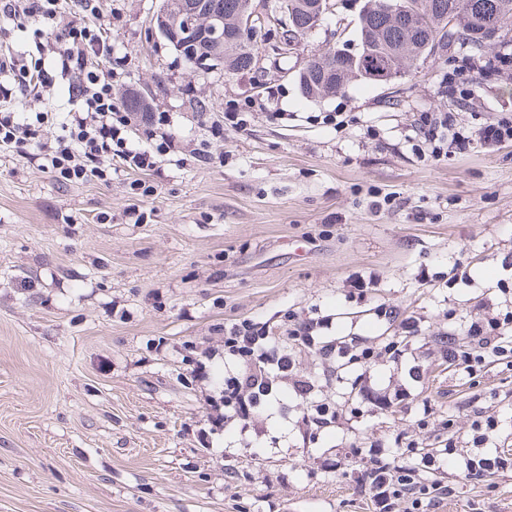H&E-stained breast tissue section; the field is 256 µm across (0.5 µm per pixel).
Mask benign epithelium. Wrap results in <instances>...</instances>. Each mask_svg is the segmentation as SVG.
Instances as JSON below:
<instances>
[{"instance_id": "benign-epithelium-1", "label": "benign epithelium", "mask_w": 512, "mask_h": 512, "mask_svg": "<svg viewBox=\"0 0 512 512\" xmlns=\"http://www.w3.org/2000/svg\"><path fill=\"white\" fill-rule=\"evenodd\" d=\"M348 3L353 5L356 0H315L309 25L317 28L325 14ZM291 12L292 5L288 3L273 12H261L253 6L252 0H246L234 22L233 37L226 39L220 36L224 29V10L219 0H162L153 18L152 29L164 40L181 46L196 44L200 41V34H208L213 41L201 49L203 55L194 67L213 70L224 67V62L240 49L262 47L282 57L296 53L298 40L288 21Z\"/></svg>"}]
</instances>
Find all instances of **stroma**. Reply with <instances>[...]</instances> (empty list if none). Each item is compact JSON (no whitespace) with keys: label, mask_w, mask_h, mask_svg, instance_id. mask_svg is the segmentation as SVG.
<instances>
[{"label":"stroma","mask_w":512,"mask_h":512,"mask_svg":"<svg viewBox=\"0 0 512 512\" xmlns=\"http://www.w3.org/2000/svg\"><path fill=\"white\" fill-rule=\"evenodd\" d=\"M161 4L100 0L93 20L112 42L115 100L168 116L174 144L145 178L152 194L137 197L123 168L60 184L39 161L54 129L0 151V512H370L355 478L331 469L348 449L440 451L485 408L493 447L512 454V358L471 383L445 354L512 289V142L435 159L415 124L423 112L512 120V75L466 73L472 100L460 104L442 84L469 54L455 46L391 83L310 99L298 71L314 51L358 45V8L326 16L297 54L227 75L152 35ZM7 52L42 60L54 81L40 100L13 88L27 111L79 109L46 40L0 16ZM228 112L244 125L211 141ZM205 145L208 163L196 159ZM357 278L375 285L356 290ZM293 312L330 317L332 335L359 346L397 344L367 381L387 407L363 402L358 364L299 348L297 370L336 424L305 432L290 391L287 419L261 411L256 432L202 445L211 388L193 379V352L245 319L287 336ZM465 453L434 474L454 488L435 512H512V472L464 477Z\"/></svg>","instance_id":"1"}]
</instances>
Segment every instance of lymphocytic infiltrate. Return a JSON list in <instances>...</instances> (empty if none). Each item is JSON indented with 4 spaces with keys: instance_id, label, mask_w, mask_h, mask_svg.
<instances>
[{
    "instance_id": "1",
    "label": "lymphocytic infiltrate",
    "mask_w": 512,
    "mask_h": 512,
    "mask_svg": "<svg viewBox=\"0 0 512 512\" xmlns=\"http://www.w3.org/2000/svg\"><path fill=\"white\" fill-rule=\"evenodd\" d=\"M11 20L37 22V37H44L42 22L59 15V0H6L0 8ZM55 54L62 70L75 75L73 91L83 102V110L57 117L53 112L28 116L0 83V150L20 149L39 139L51 127L61 133L51 153L43 157L44 168L60 182L83 183L107 180L113 164L145 173L155 170L157 157L171 145L163 129L168 118L162 112H118L112 100V74L102 63L112 55V43L102 30L90 26L64 24L55 37ZM146 125L148 145L129 142L126 131L131 120ZM416 124L426 140L440 143L447 152L466 154L479 146L493 147L512 141V121H489L476 129L462 126L454 112H423ZM328 319L307 317L291 334L298 345L319 351L325 358L355 356L363 365L375 363L378 354L370 347L352 353L350 346L329 336ZM512 309L496 318H479L469 323V342L449 346L448 357L468 378H476L488 359L512 354ZM224 386L220 392L221 411L212 415L214 426H238L248 431L260 407L279 406L283 383H291L305 405L303 418L318 429L335 424L337 411L322 399L314 382L295 369L291 348L273 336L269 327L248 319L224 331ZM498 424L495 416L479 413L471 423L468 442L473 449L465 460V476L480 477L512 468V459L487 450ZM346 475L356 476L374 505V512H432L447 498L449 486L425 483L423 476L443 469L444 459L433 452L423 453L417 442L405 449L374 451L350 449L344 455Z\"/></svg>"
}]
</instances>
